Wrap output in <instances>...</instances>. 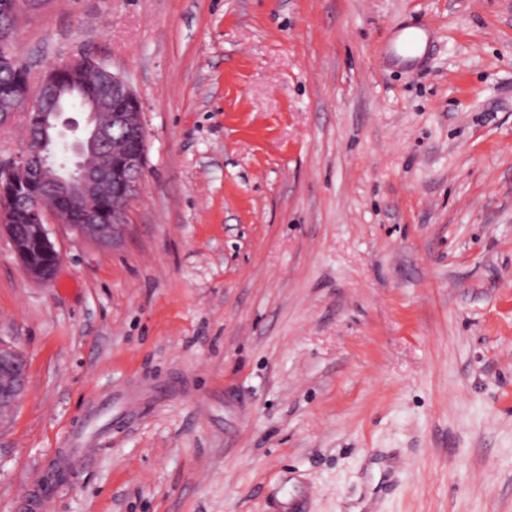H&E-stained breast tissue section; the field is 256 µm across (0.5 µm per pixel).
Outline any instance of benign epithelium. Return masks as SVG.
<instances>
[{"label":"benign epithelium","mask_w":512,"mask_h":512,"mask_svg":"<svg viewBox=\"0 0 512 512\" xmlns=\"http://www.w3.org/2000/svg\"><path fill=\"white\" fill-rule=\"evenodd\" d=\"M34 0H10L0 12V70L13 65V36L5 19L32 6ZM99 71L91 96L85 101L84 122L65 116L69 108L53 110L47 104L66 93L59 70L79 81L89 68ZM136 103L131 85L88 54H79L46 68L37 87L31 82L14 92V102L0 108V128L26 116V146L9 161L0 162V233L12 241L15 257L30 277L48 281L54 271L41 260L60 255L47 226L65 224L82 238L110 245L123 233L130 204L143 190L147 161V133L142 112H124L120 102ZM23 213L28 223L18 231ZM27 363L23 352L0 338V423L22 397Z\"/></svg>","instance_id":"7a95c632"}]
</instances>
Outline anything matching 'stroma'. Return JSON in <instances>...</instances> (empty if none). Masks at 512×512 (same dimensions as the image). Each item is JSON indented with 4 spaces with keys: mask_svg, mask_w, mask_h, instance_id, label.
<instances>
[{
    "mask_svg": "<svg viewBox=\"0 0 512 512\" xmlns=\"http://www.w3.org/2000/svg\"><path fill=\"white\" fill-rule=\"evenodd\" d=\"M15 51L127 79L148 151L51 282L0 235V512L62 454L45 512H512V0H42ZM430 30L424 25L406 26L397 31L388 45V62L417 65L424 58L430 39ZM27 363L23 352L0 338V423L6 420L22 397Z\"/></svg>",
    "mask_w": 512,
    "mask_h": 512,
    "instance_id": "35a3bbf8",
    "label": "stroma"
}]
</instances>
